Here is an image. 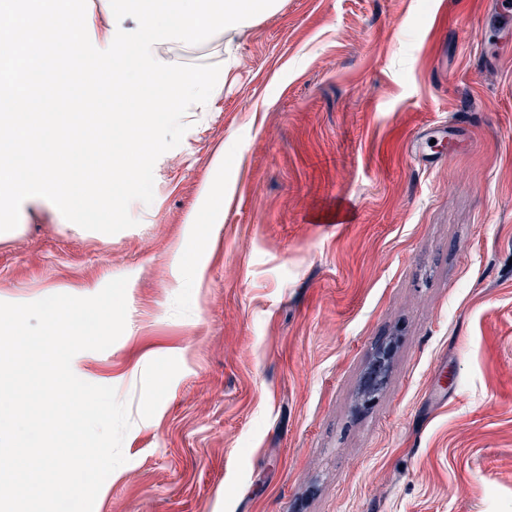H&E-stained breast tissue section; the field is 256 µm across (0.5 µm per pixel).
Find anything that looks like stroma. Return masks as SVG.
Listing matches in <instances>:
<instances>
[{
	"mask_svg": "<svg viewBox=\"0 0 512 512\" xmlns=\"http://www.w3.org/2000/svg\"><path fill=\"white\" fill-rule=\"evenodd\" d=\"M500 27V0H280L158 47L236 64L157 160L137 226L23 202L0 235V302L128 280L123 334L73 358L132 421L94 512H512ZM208 207L200 237L188 219ZM383 349L386 383L362 401Z\"/></svg>",
	"mask_w": 512,
	"mask_h": 512,
	"instance_id": "obj_1",
	"label": "stroma"
}]
</instances>
